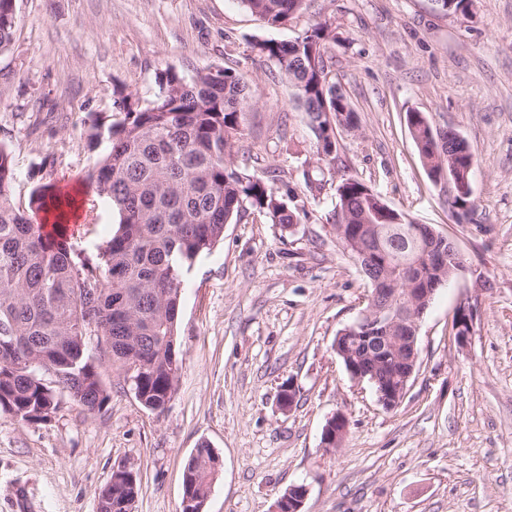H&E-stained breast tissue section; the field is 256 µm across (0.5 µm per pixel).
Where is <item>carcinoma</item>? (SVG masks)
<instances>
[{"mask_svg":"<svg viewBox=\"0 0 512 512\" xmlns=\"http://www.w3.org/2000/svg\"><path fill=\"white\" fill-rule=\"evenodd\" d=\"M13 0H0V53L8 50L17 25ZM268 24L282 25L309 0H241ZM336 33L314 24L293 41H259L258 54L285 67L297 85L296 102L317 113V141L335 136L339 117L354 118L347 98L329 83L328 44ZM156 99L132 107L122 98L123 121L107 128L109 147L91 179L98 195L118 208L116 233L99 261L74 252L66 238L62 197L36 194L30 211L15 207L10 188L15 169L0 146V409L22 420L45 407L54 412L67 397L87 411L101 409L109 393L89 354L87 317L100 313L96 332L131 336L112 352V365L132 381L139 402L162 410L175 385L171 337L177 335L184 272L224 237V225L251 208L285 229L299 223L297 208L264 180L235 165L241 120L252 106L244 76L220 67L191 79L172 69L157 73ZM366 184L344 174L336 188L338 224H371L376 232L341 240L357 265L365 256L386 267L403 285L422 243L412 222L393 223L385 202L364 193ZM448 207L458 223L476 224L478 204L452 190ZM213 473L191 471L196 498L207 495ZM141 491L139 479L106 486L98 512H130Z\"/></svg>","mask_w":512,"mask_h":512,"instance_id":"obj_1","label":"carcinoma"}]
</instances>
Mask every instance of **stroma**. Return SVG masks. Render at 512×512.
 <instances>
[{
	"instance_id": "obj_1",
	"label": "stroma",
	"mask_w": 512,
	"mask_h": 512,
	"mask_svg": "<svg viewBox=\"0 0 512 512\" xmlns=\"http://www.w3.org/2000/svg\"><path fill=\"white\" fill-rule=\"evenodd\" d=\"M16 12L0 53L11 198L28 209L48 183L75 197L72 242L86 258L119 223L86 180L108 150L96 127L123 120L122 96L153 101L166 68L188 79L223 66L247 79L253 105L235 162L306 215L285 229L246 211L185 272L181 364L163 412L107 362L102 409L66 399L47 421L0 411V512H97L121 465L141 481L133 512H180L184 466L203 443L220 458L204 512H272L295 484L308 489L303 512H512V0H473L466 14L435 0H310L283 27L240 0H16ZM324 19L336 32L329 79L358 117L336 130L329 157L291 84L254 48ZM414 111L466 141L477 223L451 216L448 182L428 172L407 127ZM47 157L50 176L38 171ZM319 169L326 181L309 190L305 176ZM344 174L451 238L466 262L422 317L417 369L391 410L332 348L370 289L333 229ZM463 303L476 320L461 345L452 321ZM338 413L348 433L324 449Z\"/></svg>"
}]
</instances>
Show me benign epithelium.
Here are the masks:
<instances>
[{
    "label": "benign epithelium",
    "instance_id": "1",
    "mask_svg": "<svg viewBox=\"0 0 512 512\" xmlns=\"http://www.w3.org/2000/svg\"><path fill=\"white\" fill-rule=\"evenodd\" d=\"M370 230L367 224H343L335 228L337 235L356 239ZM412 232L427 242L422 259L428 267L450 266L455 274L465 269L464 256L451 239L437 235L428 224H415ZM393 292L387 285L376 289L356 320L347 326L344 334L337 336L334 347L349 375L373 385L378 402L389 409L401 402L416 371L418 325L434 289L422 275L411 271L404 289L405 303L391 302ZM455 326L457 340L461 343L473 334L474 313L470 306L458 307ZM347 429L345 416L332 417L323 431L322 447H338ZM306 496V486L293 485L288 494L277 501L274 512H302Z\"/></svg>",
    "mask_w": 512,
    "mask_h": 512
}]
</instances>
